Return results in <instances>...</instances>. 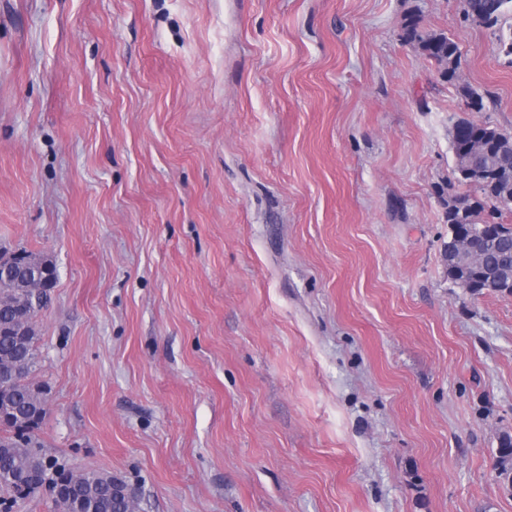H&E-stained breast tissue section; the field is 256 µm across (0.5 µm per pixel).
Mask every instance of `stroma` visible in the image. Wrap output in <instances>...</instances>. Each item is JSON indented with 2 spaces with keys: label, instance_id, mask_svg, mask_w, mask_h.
Masks as SVG:
<instances>
[{
  "label": "stroma",
  "instance_id": "obj_1",
  "mask_svg": "<svg viewBox=\"0 0 512 512\" xmlns=\"http://www.w3.org/2000/svg\"><path fill=\"white\" fill-rule=\"evenodd\" d=\"M511 42L464 0H0L46 455L137 512H512V295L449 280L444 206L452 122L512 134ZM402 36L408 44L416 45L421 53L435 62L441 78L452 82L457 79L461 52L459 46L444 32H428L415 15L405 18Z\"/></svg>",
  "mask_w": 512,
  "mask_h": 512
}]
</instances>
